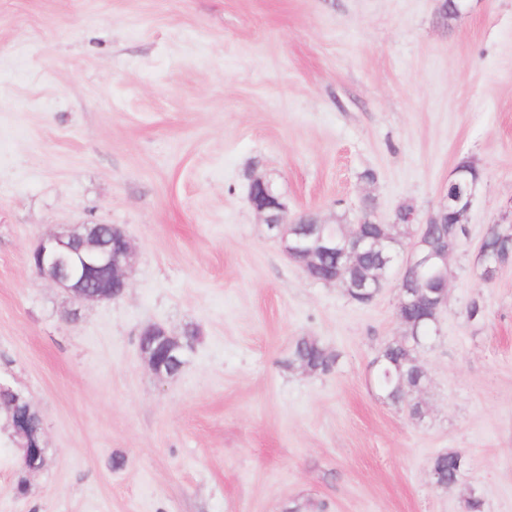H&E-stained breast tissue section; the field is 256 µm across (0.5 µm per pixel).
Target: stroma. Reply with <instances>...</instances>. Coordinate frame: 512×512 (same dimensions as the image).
I'll return each instance as SVG.
<instances>
[{
    "label": "stroma",
    "mask_w": 512,
    "mask_h": 512,
    "mask_svg": "<svg viewBox=\"0 0 512 512\" xmlns=\"http://www.w3.org/2000/svg\"><path fill=\"white\" fill-rule=\"evenodd\" d=\"M0 0V380L40 415L24 474L0 424V512H512V265L476 275L512 222V0ZM471 158L483 179L419 350L422 417L379 390L396 279L369 305L310 281L247 199L293 214L425 223ZM63 224H112L130 286L80 302L28 258ZM478 303L482 314L469 319ZM148 323L196 331L181 371ZM333 369L289 367L297 337ZM467 461L436 488L430 461ZM496 225H491L488 229L487 234L483 238L478 252V260L481 266L482 277L491 279L499 269L501 265V259L503 255L512 257V238L504 240L500 238L495 245L489 246L488 241L495 236ZM481 271L479 278L485 282L481 277ZM488 283V282H485ZM10 426L13 429L14 435L22 440L21 447L24 450L25 469L28 472H38L43 470L48 463V458L45 455L46 448H44L43 426L40 433L30 432L25 427L24 421L19 418H11ZM463 458L459 451L449 450L435 456L431 461V467L438 471L447 482L458 484L461 475L457 473V463Z\"/></svg>",
    "instance_id": "1"
}]
</instances>
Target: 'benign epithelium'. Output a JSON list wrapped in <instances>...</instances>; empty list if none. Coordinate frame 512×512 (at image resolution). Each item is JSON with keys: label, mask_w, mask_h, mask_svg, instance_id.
<instances>
[{"label": "benign epithelium", "mask_w": 512, "mask_h": 512, "mask_svg": "<svg viewBox=\"0 0 512 512\" xmlns=\"http://www.w3.org/2000/svg\"><path fill=\"white\" fill-rule=\"evenodd\" d=\"M460 169H454L449 181L455 191L448 195V202L439 205L438 210L428 217L426 223L411 231L413 242L401 261V276L398 281L397 307L410 301L427 299L430 301L433 316H438L448 303V257L451 249L432 248L427 230L431 224H444L448 211H453L458 220L467 219L475 200L476 182L461 183L458 177ZM248 201L260 216L267 235L276 241L286 257L300 262L306 275H311L308 262L314 249L336 255V273L330 284H343L353 287L350 272L357 258L366 251L381 254L389 250L388 236H361L357 233L343 241L336 239V230L331 224L320 218L303 213L293 218L288 215V205L273 188V182L255 177L250 182ZM294 225L288 231V225ZM496 226L492 225L483 238L478 252L482 277H493L501 265V257H512V238L499 239L490 246L488 241L495 236ZM34 253L39 260V276L63 288L73 297L84 301H110L121 298L130 287L128 271L131 268L133 247L127 244L116 249L104 241L76 245V232L63 227L43 237ZM419 273L425 274L422 287H407V277ZM0 399L13 407H30L28 396L11 385L0 383ZM15 436L21 438L24 450V467L29 472L43 470L48 458L45 455L44 433L31 432L24 421L10 419Z\"/></svg>", "instance_id": "obj_1"}]
</instances>
